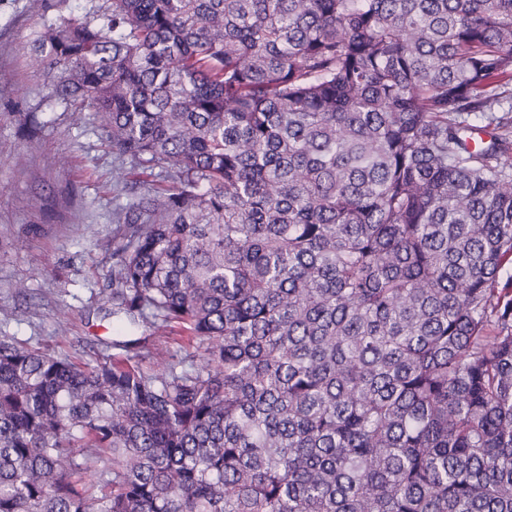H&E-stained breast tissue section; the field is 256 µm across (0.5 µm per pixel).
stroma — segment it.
<instances>
[{"label": "stroma", "instance_id": "stroma-1", "mask_svg": "<svg viewBox=\"0 0 512 512\" xmlns=\"http://www.w3.org/2000/svg\"><path fill=\"white\" fill-rule=\"evenodd\" d=\"M103 0H0V339L59 357H104L113 336L112 268L124 228L112 211L116 160L93 112L56 99L32 54L37 32ZM178 336H153L150 374L184 358Z\"/></svg>", "mask_w": 512, "mask_h": 512}]
</instances>
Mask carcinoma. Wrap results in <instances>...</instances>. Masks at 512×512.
Returning <instances> with one entry per match:
<instances>
[{
    "instance_id": "carcinoma-1",
    "label": "carcinoma",
    "mask_w": 512,
    "mask_h": 512,
    "mask_svg": "<svg viewBox=\"0 0 512 512\" xmlns=\"http://www.w3.org/2000/svg\"><path fill=\"white\" fill-rule=\"evenodd\" d=\"M32 51L157 179L123 354L0 340V512H512V0H104ZM180 336H150L140 356L136 358L141 368L149 373H161L165 365L172 360L188 357V352L180 348Z\"/></svg>"
}]
</instances>
